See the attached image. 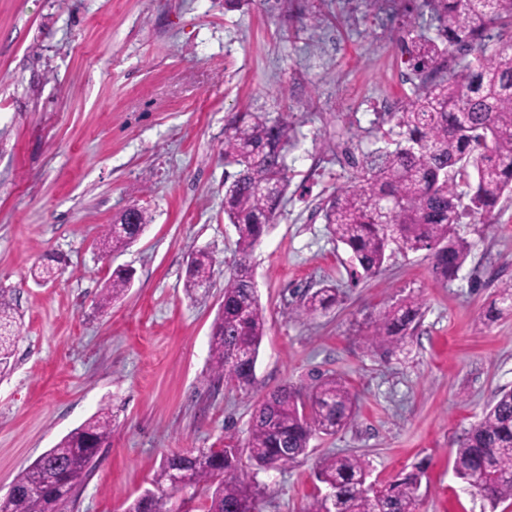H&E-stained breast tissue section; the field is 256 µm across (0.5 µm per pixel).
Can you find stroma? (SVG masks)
<instances>
[{
    "label": "stroma",
    "instance_id": "obj_1",
    "mask_svg": "<svg viewBox=\"0 0 512 512\" xmlns=\"http://www.w3.org/2000/svg\"><path fill=\"white\" fill-rule=\"evenodd\" d=\"M422 0H0V289L20 316L0 374V498L18 474L107 403L112 434L67 512H124L163 456L244 446L270 391L345 379L352 423L315 435L290 467L259 472L260 512H303L318 460L361 456L369 480L425 473L417 512H512L453 471L458 438L512 388V315L493 314L512 279V194L488 222L467 216L470 245L440 280L424 252L391 247L373 277L352 272L318 208L353 168L342 150L383 145L388 112L412 95L396 42L426 26ZM233 112L293 115L298 145L277 217L251 257L267 319L247 391L213 380L209 339L237 232L224 217V124ZM152 220L126 250L99 249L132 204ZM215 258L210 286L184 291L193 253ZM54 275L35 281L42 264ZM134 280L98 306L113 270ZM333 285L339 302L295 315L301 294ZM423 304L402 352L363 343L367 323L405 297Z\"/></svg>",
    "mask_w": 512,
    "mask_h": 512
}]
</instances>
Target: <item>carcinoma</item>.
Segmentation results:
<instances>
[{
  "instance_id": "1",
  "label": "carcinoma",
  "mask_w": 512,
  "mask_h": 512,
  "mask_svg": "<svg viewBox=\"0 0 512 512\" xmlns=\"http://www.w3.org/2000/svg\"><path fill=\"white\" fill-rule=\"evenodd\" d=\"M436 37L413 29L399 39L419 83L412 97L391 114L395 139L346 162L359 173L320 207L329 234L351 252L354 269L366 277L382 268L396 244L428 251L433 273L448 278L462 266L468 243L456 233L466 212L490 216L512 190V0H424ZM498 48L491 55V41ZM473 59H468V56ZM297 142L291 115L236 112L224 126V164L238 171L224 182V216L237 231V261L224 284V302L212 328L210 370L230 389L246 390L255 368L267 320L250 276V257L273 223L288 190V153ZM469 188L461 207L459 183ZM136 223L114 224L103 234L106 254L136 241L151 217L134 206ZM212 256L199 251L188 264L185 291L194 296L210 282ZM133 273L112 271L99 304L106 306L130 288ZM333 287L304 295L297 314L312 316L336 304ZM421 303L408 298L368 323L366 347L384 356L402 351L417 329ZM16 310L0 290V373L15 346ZM357 398L335 375L321 376L306 389L284 385L268 393L252 418L245 448H196L167 457L153 489L124 512H171L173 474L189 476L186 501L205 496L204 512H257L262 489L244 477L282 469L306 454L311 437L334 435L354 418ZM112 412L103 405L15 480L0 499V512H59L75 501L102 446L112 433ZM454 469L491 505L512 499V389H502L481 418L457 441ZM424 472L414 468L377 487L361 457L323 456L320 481L331 495L316 497L305 512H416Z\"/></svg>"
}]
</instances>
